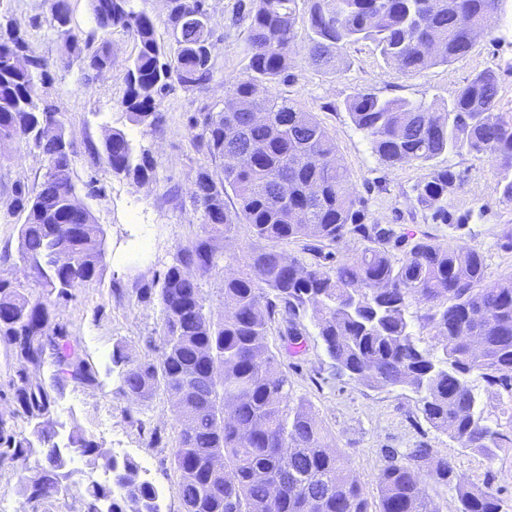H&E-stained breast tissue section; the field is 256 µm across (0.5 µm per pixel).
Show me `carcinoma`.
<instances>
[{
  "instance_id": "cac0c4a2",
  "label": "carcinoma",
  "mask_w": 512,
  "mask_h": 512,
  "mask_svg": "<svg viewBox=\"0 0 512 512\" xmlns=\"http://www.w3.org/2000/svg\"><path fill=\"white\" fill-rule=\"evenodd\" d=\"M49 21L70 23L69 0H48ZM168 24L181 30L177 47L166 52L151 18L131 0H89L99 29L122 28L137 44L127 64L121 106L130 122L153 126L161 99L177 83L200 87L213 77L216 40L206 0H167ZM299 0H250L238 5L236 20L247 21V75L224 96V107L191 116L193 141L212 157L246 151L240 167L223 176L197 172L193 198L203 211L205 233L180 249L160 281L161 356L133 361L116 345L112 360L125 363L123 392L146 402L158 389L180 400V425L173 452L184 512H370L366 494L348 475L349 462L324 438L312 410L292 404L288 377L278 371L266 336L278 307L288 311L291 345L302 333L293 320L311 308L324 350L341 376L371 389L402 388L417 396L432 427L467 450L489 454L512 447V435L484 416L471 377H480L512 399V278L485 283V259L474 249L442 246L363 222L365 201L356 196L338 156L335 139L295 100L269 88L289 80L297 40ZM309 53L313 62L334 67L340 51L370 42L383 60L406 75L465 57L503 0H308ZM63 54L89 72L112 69L105 39L79 41L71 28L57 32ZM29 65L12 64L17 53ZM48 63L33 54L26 35L12 22L0 26V146L20 141L47 161L39 189L14 188V208L25 214L19 251L43 286L30 294L19 281L0 277V340L19 369L13 380V414L24 418L29 435H19L0 417V465L20 470V493L30 512L67 491V459L78 455L108 472L124 490L92 483L79 493L84 512H161L159 493L134 459H117L74 430L68 444L56 441L55 395L69 382L95 383L91 363L58 319L59 306L97 281L104 233L90 211L73 209L77 198L71 143L62 120L57 134L43 131L57 115L42 102L39 85ZM356 129L369 139L388 168L427 164L443 154L467 153L498 164L502 201L512 204V113L500 111L495 69L475 73L449 99L413 100L356 91L345 101ZM98 162L137 183L152 166L136 161L126 134L114 130L95 152ZM456 176L435 170L418 187L419 202L433 207L455 187ZM232 191L237 208L224 205ZM251 225L259 239L290 243L313 236L328 246L348 235L365 242L352 256L330 266L304 264L281 250L226 256L213 244L231 224ZM403 248L397 255L388 246ZM62 248L78 254L72 268L49 257ZM241 260L246 271L224 277V317L206 312L205 292L191 270H215L225 259ZM429 328L433 344L414 333L411 306ZM51 352V382L33 380L30 367ZM38 447L49 463L29 475ZM439 484L456 490V512H502L492 492L468 487L454 462L429 448H413L403 462L390 456L378 476L379 512H438L423 486L422 467Z\"/></svg>"
}]
</instances>
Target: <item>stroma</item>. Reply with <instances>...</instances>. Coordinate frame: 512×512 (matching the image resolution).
Returning a JSON list of instances; mask_svg holds the SVG:
<instances>
[{
	"label": "stroma",
	"mask_w": 512,
	"mask_h": 512,
	"mask_svg": "<svg viewBox=\"0 0 512 512\" xmlns=\"http://www.w3.org/2000/svg\"><path fill=\"white\" fill-rule=\"evenodd\" d=\"M208 4L217 41L211 81L190 91L173 86L162 100L161 121L143 127L132 124L121 106L126 66L137 51L128 32L118 28L103 33L88 0H70L73 34L82 40L104 37L112 46L111 70L88 75L76 63L59 66L62 48L49 24L45 0H0V22L19 25L33 53L50 65L42 94L65 122L74 151L75 181L82 185L92 180L99 189L97 195L82 191L78 197L104 232L101 275L76 291L59 312L92 364L96 383L67 385L58 396L53 415L58 440L66 442L77 428L92 435L105 454L122 449L158 489L161 512H183L173 470L179 430L176 412L171 398L162 392L145 403L126 397L121 369L112 362V348L122 344L138 361L159 357L162 313L157 281L180 248L204 235L202 210L192 195L198 170L223 173V161L194 147L188 119L221 105L226 91L245 76L247 29L232 22L238 0H208ZM308 9L307 0H301L300 42L291 59V78L273 91L299 101L333 136L353 190L366 201L368 223L444 246L476 249L485 258L487 283L511 277L512 250L504 249L502 242L512 231V206L500 199L496 165L466 153L439 157L434 166L453 171L457 187L443 202L450 224L433 220L431 210L417 201V188L431 168L415 162L395 169L381 164L368 139L351 122L344 101L356 90L381 97L448 98L475 72L491 67L499 74L501 104L505 111H512V0H504L501 12L489 22V32L476 39L468 55L415 76L386 64L367 43L346 47L338 70L314 65L306 44ZM115 129L126 133L135 156L153 160L147 181L135 183L96 162L93 149ZM46 170L45 158L25 144L13 142L0 148V277L26 281L35 296L41 288L18 250V228L24 217L13 206V190L19 183L38 188ZM288 324L287 317L276 318L268 333L269 347L291 383L293 400L311 405L327 442L349 460L350 474L365 490L371 512L380 508L377 477L389 457L422 445L435 455L451 458L463 481L489 489L500 499L503 512H512V449L494 456L461 451L446 433L422 419L412 393L373 390L338 375L309 315L296 320L304 335L300 353H289Z\"/></svg>",
	"instance_id": "1"
}]
</instances>
